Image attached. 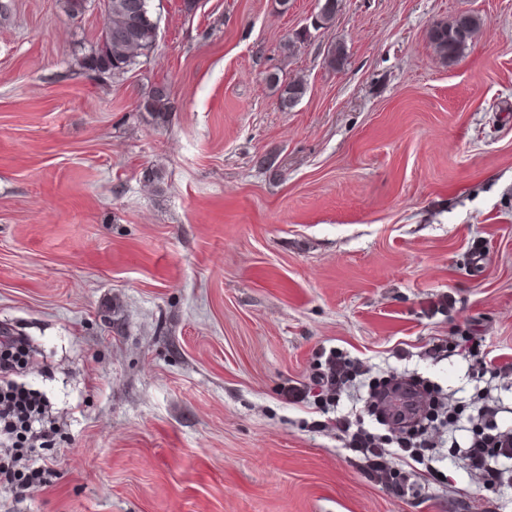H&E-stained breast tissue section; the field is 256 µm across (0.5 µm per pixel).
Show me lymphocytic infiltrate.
<instances>
[{
    "instance_id": "f902f5d3",
    "label": "lymphocytic infiltrate",
    "mask_w": 512,
    "mask_h": 512,
    "mask_svg": "<svg viewBox=\"0 0 512 512\" xmlns=\"http://www.w3.org/2000/svg\"><path fill=\"white\" fill-rule=\"evenodd\" d=\"M21 350L16 339L0 338V485L9 487L41 480L42 470L24 459L50 438L41 396L14 378ZM326 365L313 380L316 401L358 391L362 372L349 357L330 352ZM474 410L478 426L461 454L464 469L488 490L512 482V428L499 426V410L488 399L476 402ZM336 428L348 450L363 456L365 477L384 491H398L405 475L417 477L432 468V457L417 445L428 431L425 420L391 430L383 438L366 429L361 420L345 415L337 417Z\"/></svg>"
}]
</instances>
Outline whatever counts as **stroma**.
I'll use <instances>...</instances> for the list:
<instances>
[{"instance_id":"35a3bbf8","label":"stroma","mask_w":512,"mask_h":512,"mask_svg":"<svg viewBox=\"0 0 512 512\" xmlns=\"http://www.w3.org/2000/svg\"><path fill=\"white\" fill-rule=\"evenodd\" d=\"M0 15V329L33 356L54 440L24 512H512L459 469L479 343L512 359V0H153L155 46L98 79L92 0ZM483 26L454 64L429 44ZM294 54L282 45L298 32ZM347 61L325 63L334 44ZM303 79L282 109L268 74ZM167 87L157 123L139 100ZM449 338L458 351L431 347ZM422 378L458 411L433 431L445 485L366 479L308 391L322 352ZM482 23L478 16L468 13L439 21L428 31L429 43L443 62L454 63L472 43Z\"/></svg>"}]
</instances>
